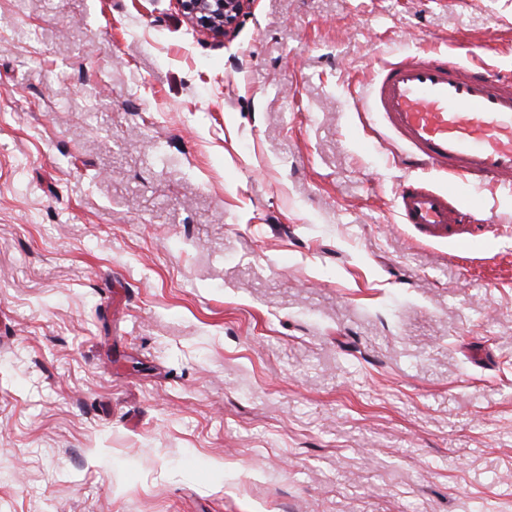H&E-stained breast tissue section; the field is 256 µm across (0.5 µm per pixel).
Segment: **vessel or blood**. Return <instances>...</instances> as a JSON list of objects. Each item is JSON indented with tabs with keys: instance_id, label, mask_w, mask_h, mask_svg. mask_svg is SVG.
<instances>
[{
	"instance_id": "1",
	"label": "vessel or blood",
	"mask_w": 512,
	"mask_h": 512,
	"mask_svg": "<svg viewBox=\"0 0 512 512\" xmlns=\"http://www.w3.org/2000/svg\"><path fill=\"white\" fill-rule=\"evenodd\" d=\"M363 112L397 143L401 161L448 176L444 188L401 184V223L444 231L466 213L495 222L483 189L512 197L511 75L423 49L382 67Z\"/></svg>"
}]
</instances>
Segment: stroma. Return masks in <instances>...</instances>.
Segmentation results:
<instances>
[{
  "label": "stroma",
  "mask_w": 512,
  "mask_h": 512,
  "mask_svg": "<svg viewBox=\"0 0 512 512\" xmlns=\"http://www.w3.org/2000/svg\"><path fill=\"white\" fill-rule=\"evenodd\" d=\"M451 47L512 0H0V512H512V201L400 223L360 112ZM250 0H179L183 14L216 36H225Z\"/></svg>",
  "instance_id": "stroma-1"
}]
</instances>
